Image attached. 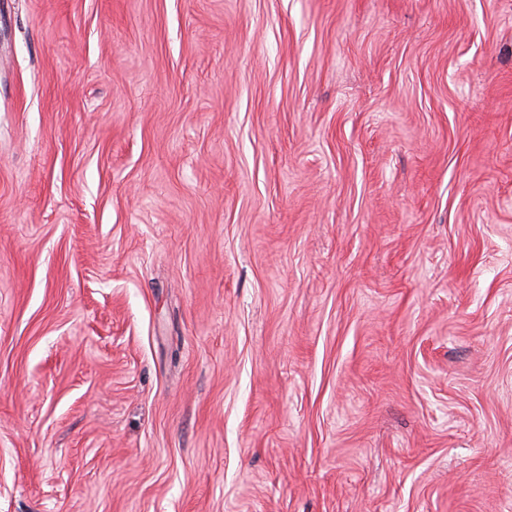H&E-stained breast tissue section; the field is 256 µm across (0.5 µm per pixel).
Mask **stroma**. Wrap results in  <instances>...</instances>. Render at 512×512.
Returning a JSON list of instances; mask_svg holds the SVG:
<instances>
[{"label": "stroma", "mask_w": 512, "mask_h": 512, "mask_svg": "<svg viewBox=\"0 0 512 512\" xmlns=\"http://www.w3.org/2000/svg\"><path fill=\"white\" fill-rule=\"evenodd\" d=\"M0 512H512V0H0Z\"/></svg>", "instance_id": "stroma-1"}]
</instances>
